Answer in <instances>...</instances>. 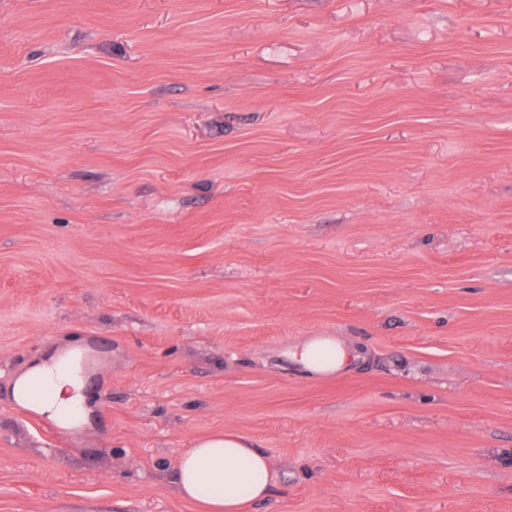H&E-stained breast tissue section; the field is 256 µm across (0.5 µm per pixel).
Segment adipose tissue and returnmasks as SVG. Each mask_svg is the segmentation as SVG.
<instances>
[{
	"instance_id": "adipose-tissue-1",
	"label": "adipose tissue",
	"mask_w": 512,
	"mask_h": 512,
	"mask_svg": "<svg viewBox=\"0 0 512 512\" xmlns=\"http://www.w3.org/2000/svg\"><path fill=\"white\" fill-rule=\"evenodd\" d=\"M309 375L326 378L346 370L359 354L336 336H307L288 351ZM96 361L78 336L28 359L9 386L12 403L45 416L62 433L92 428L96 421L89 382ZM179 494L204 512H244L265 498L274 481L267 455L242 434L226 431L194 440L175 465Z\"/></svg>"
}]
</instances>
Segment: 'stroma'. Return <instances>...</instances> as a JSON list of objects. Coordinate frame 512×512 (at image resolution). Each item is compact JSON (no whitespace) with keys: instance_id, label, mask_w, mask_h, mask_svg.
I'll return each instance as SVG.
<instances>
[{"instance_id":"1","label":"stroma","mask_w":512,"mask_h":512,"mask_svg":"<svg viewBox=\"0 0 512 512\" xmlns=\"http://www.w3.org/2000/svg\"><path fill=\"white\" fill-rule=\"evenodd\" d=\"M71 336L66 435L5 390ZM224 430L247 512H512V0H0V512H200ZM309 375L326 378L346 370L360 355L337 336H305L288 351ZM175 478L180 496L205 512H241L265 498L274 481L265 452L230 431L194 440L177 460Z\"/></svg>"}]
</instances>
